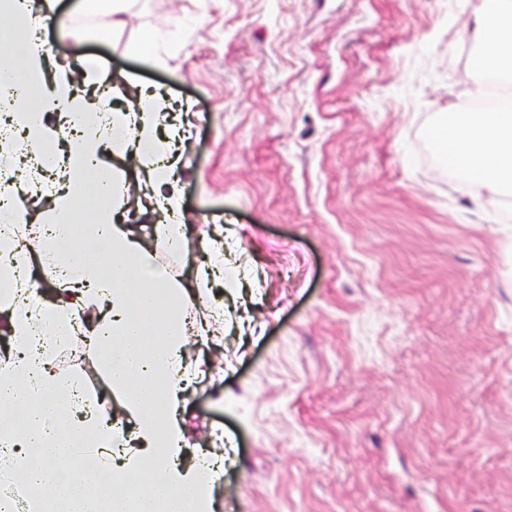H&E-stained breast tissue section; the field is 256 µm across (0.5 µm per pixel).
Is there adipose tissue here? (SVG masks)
Returning <instances> with one entry per match:
<instances>
[{
	"label": "adipose tissue",
	"instance_id": "ef3b65f1",
	"mask_svg": "<svg viewBox=\"0 0 512 512\" xmlns=\"http://www.w3.org/2000/svg\"><path fill=\"white\" fill-rule=\"evenodd\" d=\"M32 5L0 0V43L18 50L0 56V91L16 102L20 130L19 137H0V158L29 153L33 195L46 189L47 167H63L68 178L46 224L33 227L20 208L0 222V324L12 343L0 354V473L14 475L22 490L39 489L28 512H71V502L56 496L60 475L52 462L62 454L109 475L99 496L113 512H137L147 501L162 512H216L220 460H185L184 395L198 368L184 344L209 334L208 323L189 324L187 312L196 288L224 276V242L210 239L213 255L192 286L157 261V254L179 255L187 246L172 156L179 130L159 136L154 96L133 112L93 111L106 72L78 81L65 68L49 69L44 43L14 25ZM473 25L483 66L511 75L512 0H483ZM444 141L476 190L512 186V108L452 122ZM129 168L142 171L143 197L155 216L147 245L134 225L119 220L129 205ZM36 264L51 297L33 291ZM76 340L103 369L114 406L88 391L83 377L57 367V355ZM13 409L25 413L24 427L11 424ZM148 471L158 479L128 493L125 476Z\"/></svg>",
	"mask_w": 512,
	"mask_h": 512
}]
</instances>
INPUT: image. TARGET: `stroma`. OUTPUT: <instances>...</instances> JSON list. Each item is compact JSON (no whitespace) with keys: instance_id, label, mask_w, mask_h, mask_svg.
<instances>
[{"instance_id":"obj_1","label":"stroma","mask_w":512,"mask_h":512,"mask_svg":"<svg viewBox=\"0 0 512 512\" xmlns=\"http://www.w3.org/2000/svg\"><path fill=\"white\" fill-rule=\"evenodd\" d=\"M481 0H124L78 36L122 108L158 92L182 137L187 248L230 238L186 354L191 455L223 456L218 512H512V190L475 202L432 132L483 76Z\"/></svg>"}]
</instances>
